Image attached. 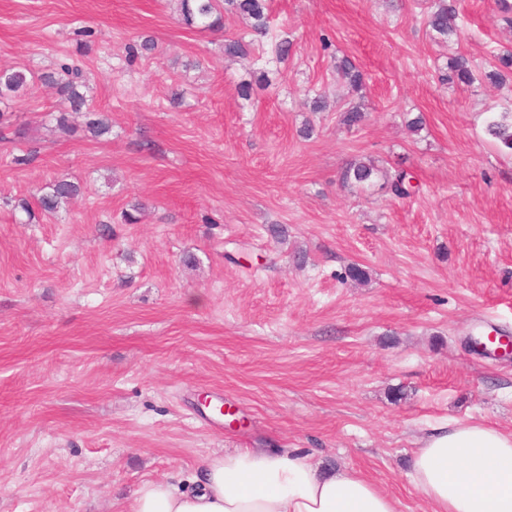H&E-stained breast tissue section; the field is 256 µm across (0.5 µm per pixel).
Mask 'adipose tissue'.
I'll return each instance as SVG.
<instances>
[{
  "label": "adipose tissue",
  "mask_w": 512,
  "mask_h": 512,
  "mask_svg": "<svg viewBox=\"0 0 512 512\" xmlns=\"http://www.w3.org/2000/svg\"><path fill=\"white\" fill-rule=\"evenodd\" d=\"M432 512H512V433L476 422L433 427L410 462ZM195 490L142 484L131 512H396L394 499L349 468L321 471L292 451L247 448L210 458Z\"/></svg>",
  "instance_id": "1"
}]
</instances>
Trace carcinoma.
<instances>
[{"label": "carcinoma", "instance_id": "carcinoma-1", "mask_svg": "<svg viewBox=\"0 0 512 512\" xmlns=\"http://www.w3.org/2000/svg\"><path fill=\"white\" fill-rule=\"evenodd\" d=\"M181 21L200 30L217 31L224 28V14L230 13L249 22L251 29L264 35L269 30L270 16L267 0H178ZM458 8L456 0H431L426 23L435 38L444 42L458 32ZM252 54L251 44L241 38L224 39V56L246 58ZM336 76L354 93L365 86V74L349 57L336 61ZM512 74V53L495 56L494 69L485 73L490 83L503 84L508 74ZM443 82L470 86L477 81V74L466 56L459 54L449 58L445 70L440 75ZM39 80L55 90L61 103L73 112L83 110L87 105L86 79L81 72L67 64L39 75ZM34 76L20 68L0 69V102L20 100L27 94ZM86 128L94 137L110 132L108 119L98 112L86 111ZM366 113L359 105L351 104L339 116V122L346 129H357L364 124ZM487 135L502 149L512 152V105L507 104L502 111L493 113L486 125ZM341 185L367 192L375 186L387 190L393 197L404 199L411 196L410 176L402 170H389L376 161L355 159L341 169ZM79 193V187L61 177L47 186V191L38 196V204L45 212H55L68 204Z\"/></svg>", "mask_w": 512, "mask_h": 512}]
</instances>
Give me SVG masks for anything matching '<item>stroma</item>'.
<instances>
[{"label": "stroma", "instance_id": "35a3bbf8", "mask_svg": "<svg viewBox=\"0 0 512 512\" xmlns=\"http://www.w3.org/2000/svg\"><path fill=\"white\" fill-rule=\"evenodd\" d=\"M269 5L293 42L279 65L225 59V37L250 28L230 14L187 28L175 0H0V67L38 72L87 43L90 104L111 121L99 139L81 113L61 130L38 82L0 103V512H128L143 483L189 487L244 448L300 450L397 512H431L408 476L431 425L512 432V358L466 344L512 333V155L484 135L512 101V81L484 78L512 28L495 0H460L445 43L429 0ZM144 36L154 54L130 56ZM459 53L472 86L439 79ZM343 55L366 73L355 130L338 122ZM263 70L270 87L241 98ZM315 89L329 111H311ZM353 158L408 170L419 193L342 187ZM59 177L78 199L21 210ZM137 203L141 222L122 223ZM215 392L240 425L194 416Z\"/></svg>", "mask_w": 512, "mask_h": 512}]
</instances>
